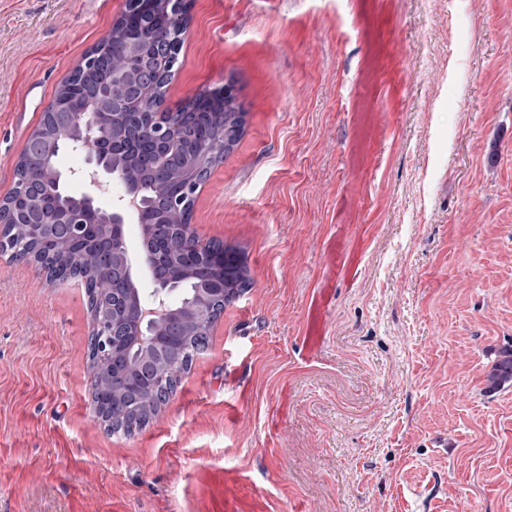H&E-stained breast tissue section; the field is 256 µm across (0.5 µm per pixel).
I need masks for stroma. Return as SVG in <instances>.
Listing matches in <instances>:
<instances>
[{"label":"stroma","mask_w":512,"mask_h":512,"mask_svg":"<svg viewBox=\"0 0 512 512\" xmlns=\"http://www.w3.org/2000/svg\"><path fill=\"white\" fill-rule=\"evenodd\" d=\"M187 2L165 107L246 111L192 225L253 284L113 435L84 288L0 255V512H512V0ZM126 4L0 0V197ZM60 106L59 102L54 98L49 105L47 106L45 112L43 113L42 121L37 130H35L27 139L25 147L23 148L21 154H27L29 157L38 158L40 160H45L43 156H45L44 149L39 140V131L41 127H44L48 120L51 118L60 115ZM61 126V125H60ZM54 125V122L45 126V135L55 139L58 128ZM20 154V155H21ZM489 389L512 382V348L502 349L496 355L490 369L486 372Z\"/></svg>","instance_id":"stroma-1"}]
</instances>
